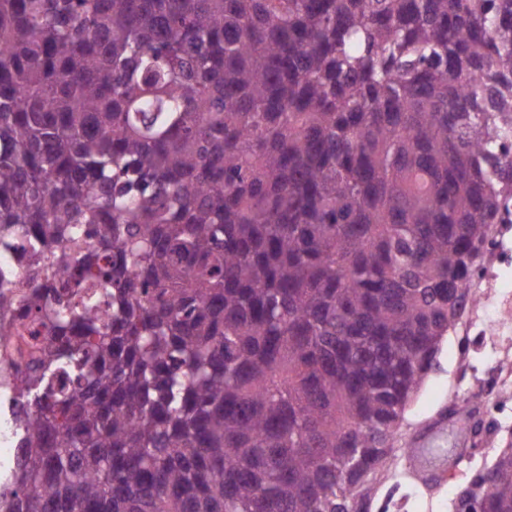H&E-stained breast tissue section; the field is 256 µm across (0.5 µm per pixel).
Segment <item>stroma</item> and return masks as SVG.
Segmentation results:
<instances>
[{"label":"stroma","mask_w":512,"mask_h":512,"mask_svg":"<svg viewBox=\"0 0 512 512\" xmlns=\"http://www.w3.org/2000/svg\"><path fill=\"white\" fill-rule=\"evenodd\" d=\"M503 347L512 351V334L491 339L467 334L460 325L443 338L437 365L414 397L400 432L404 442L410 443L428 426L447 419L448 429L441 440L448 446L462 447L464 454L450 481L413 496L405 512H453L457 485L465 474L491 463V449L512 442V385L497 387L489 405L475 403L471 415L449 411L453 394H480L493 353Z\"/></svg>","instance_id":"obj_1"}]
</instances>
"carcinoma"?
I'll use <instances>...</instances> for the list:
<instances>
[{
    "label": "carcinoma",
    "instance_id": "cac0c4a2",
    "mask_svg": "<svg viewBox=\"0 0 512 512\" xmlns=\"http://www.w3.org/2000/svg\"><path fill=\"white\" fill-rule=\"evenodd\" d=\"M511 211L512 0H0V312L46 337L0 512L446 471L399 431ZM453 509L512 512V445Z\"/></svg>",
    "mask_w": 512,
    "mask_h": 512
}]
</instances>
